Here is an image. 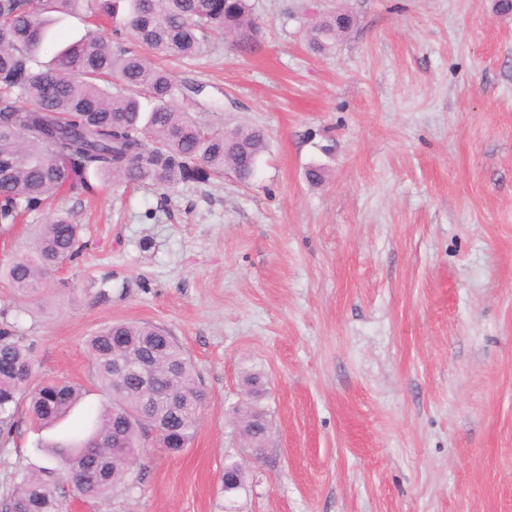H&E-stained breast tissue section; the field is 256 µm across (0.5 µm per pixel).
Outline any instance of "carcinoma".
<instances>
[{
	"instance_id": "obj_1",
	"label": "carcinoma",
	"mask_w": 512,
	"mask_h": 512,
	"mask_svg": "<svg viewBox=\"0 0 512 512\" xmlns=\"http://www.w3.org/2000/svg\"><path fill=\"white\" fill-rule=\"evenodd\" d=\"M81 0H0V224L64 189L85 184L93 170L129 184L170 188L199 175L229 170L241 182L266 147L262 130L239 127L215 136L204 120L176 101L171 72L136 52L116 54L97 23L47 61L40 50L51 26ZM90 12L112 19L113 32H130L153 52L173 58L196 53L211 33L254 45L258 26L250 0H96ZM354 26L347 12L319 15L310 46L324 51ZM151 102L145 107L143 101ZM82 251L79 227L52 217L28 255L3 273L22 300L34 299L49 275ZM99 388L110 404L91 410L84 429L42 444L53 466L19 469L0 493V512H64L62 480L87 500L130 491L142 480L141 455L150 426H166L153 444L167 453L189 445L199 426L205 392L183 347L153 323H114L86 340ZM33 344L8 311L0 312V438L17 425L27 403L32 423L65 420L83 390L64 381L29 388ZM252 401L233 407L240 436L260 447L268 425L258 405L260 375L245 376ZM178 398L172 414L169 396ZM225 512H237L249 485L243 463L228 459L221 478Z\"/></svg>"
}]
</instances>
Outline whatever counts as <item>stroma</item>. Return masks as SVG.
Segmentation results:
<instances>
[{"instance_id": "35a3bbf8", "label": "stroma", "mask_w": 512, "mask_h": 512, "mask_svg": "<svg viewBox=\"0 0 512 512\" xmlns=\"http://www.w3.org/2000/svg\"><path fill=\"white\" fill-rule=\"evenodd\" d=\"M251 48L212 36L157 58L187 112L257 127L250 183L232 172L163 190L89 173L0 228V272L43 224L81 225V256L40 299L0 276V308L35 344L33 383L85 397L0 441V487L49 461L41 440L106 403L88 336L166 328L206 393L192 443L152 451L139 488L67 512H224L234 458L254 481L241 512H512V13L496 0H251ZM356 24L310 49L319 13ZM326 171L322 183L306 178ZM261 375L266 457L231 410Z\"/></svg>"}]
</instances>
